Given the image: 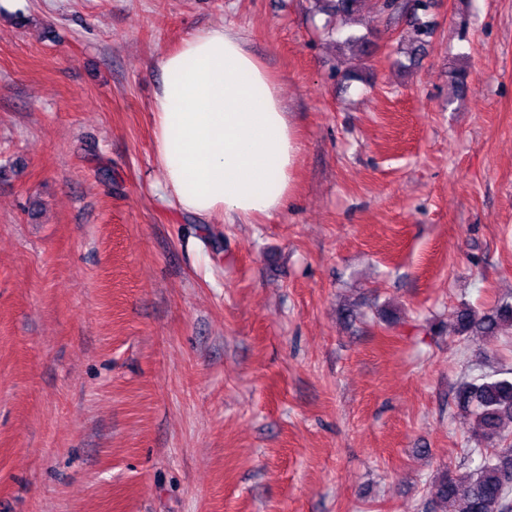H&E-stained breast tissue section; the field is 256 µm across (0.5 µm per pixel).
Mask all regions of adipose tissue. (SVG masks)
<instances>
[{
	"label": "adipose tissue",
	"mask_w": 512,
	"mask_h": 512,
	"mask_svg": "<svg viewBox=\"0 0 512 512\" xmlns=\"http://www.w3.org/2000/svg\"><path fill=\"white\" fill-rule=\"evenodd\" d=\"M156 66L153 147L168 200L200 217L279 213L294 191L301 142L264 62L218 23L161 53Z\"/></svg>",
	"instance_id": "adipose-tissue-1"
}]
</instances>
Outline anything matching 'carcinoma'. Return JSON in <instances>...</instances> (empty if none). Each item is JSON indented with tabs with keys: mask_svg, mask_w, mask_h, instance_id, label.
Instances as JSON below:
<instances>
[{
	"mask_svg": "<svg viewBox=\"0 0 512 512\" xmlns=\"http://www.w3.org/2000/svg\"><path fill=\"white\" fill-rule=\"evenodd\" d=\"M362 0H314L315 9L336 21V34L345 35L343 43L369 52L367 37L344 33L343 24L360 10ZM427 0H382V9L401 11L410 17L411 26L421 39L410 50L415 56L432 32L426 20ZM453 335H471L500 339L512 345V301H504L482 316L462 303L454 314ZM457 405L475 423V446L468 455L480 456L479 464L457 474L444 468L426 487V508L430 512H512V368L485 373L464 382L456 391Z\"/></svg>",
	"mask_w": 512,
	"mask_h": 512,
	"instance_id": "carcinoma-1",
	"label": "carcinoma"
}]
</instances>
